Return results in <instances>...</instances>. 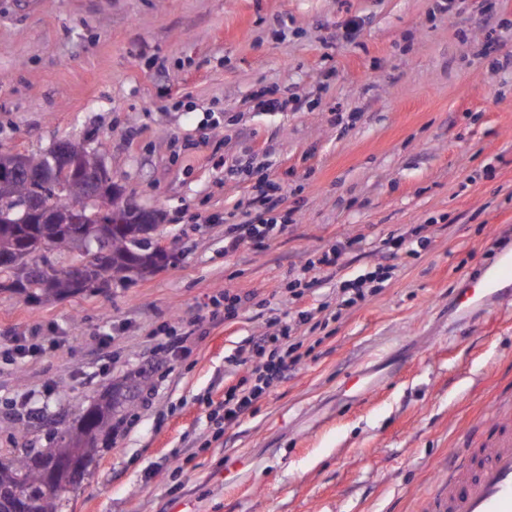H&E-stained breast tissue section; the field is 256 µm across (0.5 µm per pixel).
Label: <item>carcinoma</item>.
Returning a JSON list of instances; mask_svg holds the SVG:
<instances>
[{"instance_id":"cac0c4a2","label":"carcinoma","mask_w":512,"mask_h":512,"mask_svg":"<svg viewBox=\"0 0 512 512\" xmlns=\"http://www.w3.org/2000/svg\"><path fill=\"white\" fill-rule=\"evenodd\" d=\"M104 144L88 146L79 162V174L67 188L57 187L50 174L53 161L48 153L31 154L26 165L33 178L14 173L0 176V216L13 220L0 224V251H9L16 259V266L0 267V290L23 295L28 300L49 305L55 301L85 292L87 282L107 288L133 276L153 274V268L167 266L163 258L151 251L144 237V225L133 218L106 229L99 248L108 253L102 265L94 262L85 267V279L73 276L72 268L83 260V238L95 231L93 224H67L64 214L76 204L86 213L96 216V221L107 222L111 212L100 210L88 191L83 174L99 169L98 159ZM38 201L49 209L57 221L50 224H16L26 204ZM52 251L61 261L57 272H46L34 281L27 269L45 263L42 253ZM151 372L137 369L127 373L119 385L91 397L78 415L62 427H55L47 434V444L34 448L29 444L25 431H18L16 448L10 456L0 458V490L13 495L12 501L21 506V512H62L70 494L79 488L63 477L52 478L48 470L65 449L77 451L76 462L83 468L84 476L98 457L99 444L112 443V436L123 424L125 416L134 409L144 394L152 388Z\"/></svg>"}]
</instances>
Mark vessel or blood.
Returning a JSON list of instances; mask_svg holds the SVG:
<instances>
[{
    "instance_id": "1",
    "label": "vessel or blood",
    "mask_w": 512,
    "mask_h": 512,
    "mask_svg": "<svg viewBox=\"0 0 512 512\" xmlns=\"http://www.w3.org/2000/svg\"><path fill=\"white\" fill-rule=\"evenodd\" d=\"M490 301H512V250L500 251L496 266L468 279L455 297L463 314ZM432 512H512V433H498L492 447L467 449Z\"/></svg>"
}]
</instances>
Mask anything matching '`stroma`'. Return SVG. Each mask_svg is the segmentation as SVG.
Returning a JSON list of instances; mask_svg holds the SVG:
<instances>
[{
  "label": "stroma",
  "instance_id": "stroma-1",
  "mask_svg": "<svg viewBox=\"0 0 512 512\" xmlns=\"http://www.w3.org/2000/svg\"><path fill=\"white\" fill-rule=\"evenodd\" d=\"M443 2L0 0V152L104 143L125 197L180 242L151 276L50 305L0 291V342L29 347L0 354L1 455L5 423L41 436L15 403L74 415L154 371L65 512H428L454 452L512 429V303L448 307L512 245V0ZM262 174L282 228L258 247L242 225ZM343 240L340 269L292 299ZM378 267L344 306L341 283ZM227 289L244 305L211 321ZM301 311L321 322L296 333L304 358L216 433L206 400ZM180 318L195 339L171 359Z\"/></svg>",
  "mask_w": 512,
  "mask_h": 512
}]
</instances>
